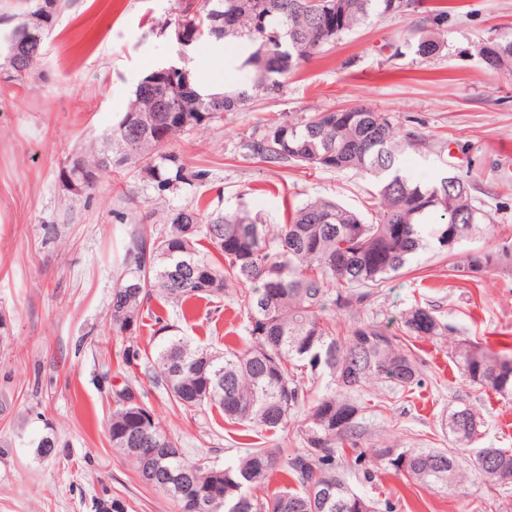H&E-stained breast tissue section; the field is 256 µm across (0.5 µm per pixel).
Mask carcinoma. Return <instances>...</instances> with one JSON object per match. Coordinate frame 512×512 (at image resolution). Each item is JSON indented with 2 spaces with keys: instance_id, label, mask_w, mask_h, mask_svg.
<instances>
[{
  "instance_id": "obj_1",
  "label": "carcinoma",
  "mask_w": 512,
  "mask_h": 512,
  "mask_svg": "<svg viewBox=\"0 0 512 512\" xmlns=\"http://www.w3.org/2000/svg\"><path fill=\"white\" fill-rule=\"evenodd\" d=\"M340 15L322 14L317 0H183L174 27L184 39L174 41L177 55L207 37H231L249 53L242 66L252 68L251 90L200 94L190 72L176 61L144 76L134 91L127 115L149 114L137 134L123 121L104 135L94 153L70 158L62 172L70 192L87 194L96 182L81 183L75 170L98 177L127 166L158 194L186 191L209 176L179 155L163 152L178 135L237 112L252 93L275 96L280 78L334 45L375 17L401 15L420 0H341ZM438 10L412 31L405 46L421 59L442 53L444 39ZM23 31L0 33V58ZM175 81L197 110L195 125L182 127L180 103L155 111L152 92ZM249 155L278 166L294 161L304 168L351 171L374 181L377 193L371 218L334 201L317 199L269 224L246 209L204 213L199 204L169 210L155 234L133 238L122 258L123 276L112 290L109 321L117 334L132 333L143 321L144 307L159 296L183 303L211 300L224 293L229 280L242 285L238 302L247 313L246 344L237 348L195 345L184 336H167L153 360V382L162 385L186 411L216 408L229 424L278 430L298 410L305 448H256L231 464L206 458L189 463L177 438L164 431L152 409L117 395L109 419L112 448L122 454L143 482L169 497L178 512H192L191 501L204 512H375L368 497L351 489L340 471L349 460L340 448L361 443L360 419L365 407L353 394L370 383L405 390L420 383L419 367L400 340L379 323L359 322L345 333L322 315L328 293L339 308L363 304L370 289L410 266L423 252L454 253L443 246L458 236H479L490 215L475 203L471 186L458 175L443 174L430 183L413 177L400 162L403 145L391 116L367 106L311 112L297 122L265 127L245 144ZM207 240L223 258L201 253ZM512 273V243H502L452 266L462 273L485 269ZM406 333L418 338L444 335L446 326L433 309L412 306L404 314ZM455 358L466 381L495 391L512 403V346L497 353L477 342L459 340ZM323 374L326 391L306 404L308 392L292 365ZM482 421L472 408L448 412L444 428L461 445L476 441ZM156 453L166 480L148 482V455ZM490 464L478 469L491 484L512 483V448H480ZM374 456L421 486L455 485L459 464L446 448H376ZM284 485L272 491L276 476Z\"/></svg>"
}]
</instances>
